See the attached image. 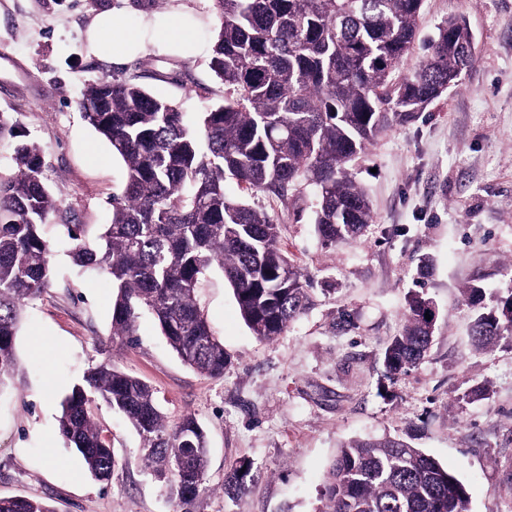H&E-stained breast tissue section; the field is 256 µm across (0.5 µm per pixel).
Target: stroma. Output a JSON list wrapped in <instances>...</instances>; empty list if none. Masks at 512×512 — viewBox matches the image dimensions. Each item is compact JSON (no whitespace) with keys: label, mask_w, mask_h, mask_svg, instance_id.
Returning <instances> with one entry per match:
<instances>
[{"label":"stroma","mask_w":512,"mask_h":512,"mask_svg":"<svg viewBox=\"0 0 512 512\" xmlns=\"http://www.w3.org/2000/svg\"><path fill=\"white\" fill-rule=\"evenodd\" d=\"M131 22L189 13L201 50L161 45L123 64L96 54L87 32L101 13ZM462 17L475 63L460 85L379 135L352 164L374 221L355 241L325 245L309 193L264 195L253 206L279 224V243L304 274L309 303L287 332L262 341L244 323L229 282L209 270L198 290L230 363L203 377L142 318L132 344L112 341V284L74 265L62 224L96 237L125 182L122 160L82 119L81 91L104 76L133 78L175 101L192 125L224 96L210 67L212 0H0V112L44 149L46 182L60 202L45 229L54 279L24 308L17 340L23 374L0 394V497L40 500L56 512H174L145 470L141 439L106 405L95 420L118 465L96 480L58 435L61 402L88 368L113 362L150 384L169 424L194 414L210 448V493L191 512H320L323 475L353 439L412 436L466 486L471 512L512 505V348L477 352L461 289L481 267L512 280V0H424L421 36ZM430 258L426 279L417 274ZM423 291L436 310L425 359L389 379L382 352L405 324L407 298ZM253 464L250 491L224 495V473Z\"/></svg>","instance_id":"35a3bbf8"}]
</instances>
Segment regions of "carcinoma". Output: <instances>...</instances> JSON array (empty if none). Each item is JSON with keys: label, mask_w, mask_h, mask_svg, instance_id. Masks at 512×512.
<instances>
[{"label": "carcinoma", "mask_w": 512, "mask_h": 512, "mask_svg": "<svg viewBox=\"0 0 512 512\" xmlns=\"http://www.w3.org/2000/svg\"><path fill=\"white\" fill-rule=\"evenodd\" d=\"M217 18L210 68L224 86L222 103L199 128L173 102L132 80L104 76L81 95L82 117L124 163L112 196V219L95 241L85 225L65 224L72 258L112 281V339L132 341L150 315L180 360L221 378L228 363L197 297L201 276L216 266L234 291L240 315L260 340L282 335L307 304V281L279 246L278 224L244 199L228 197L224 180L251 195L288 199L311 190L312 221L327 244L353 240L373 222L370 201L349 164L404 114L425 111L459 85L475 61L467 22L449 18L417 47L423 0H213ZM418 64L396 79L405 59ZM0 113V142L19 137ZM14 174L0 177V393L19 375L15 340L22 309L51 285L52 246L44 226L60 202L44 181L45 153L35 141L13 147ZM462 293L473 307L484 287ZM430 301L414 293L402 333L386 345L394 378L426 356L434 321ZM474 345L491 351L512 342V288L471 323ZM101 401L121 414L142 441V462L165 483L176 507L208 490L209 447L186 414L166 424L153 388L108 362L90 368L61 403L59 435L98 480L112 477L109 438L92 420ZM251 461L225 474L224 495L247 493ZM320 512H470L466 486L408 441L385 436L338 448L323 483ZM0 512H55L41 501L0 498Z\"/></svg>", "instance_id": "1"}]
</instances>
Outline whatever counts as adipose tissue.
<instances>
[{"instance_id": "ef3b65f1", "label": "adipose tissue", "mask_w": 512, "mask_h": 512, "mask_svg": "<svg viewBox=\"0 0 512 512\" xmlns=\"http://www.w3.org/2000/svg\"><path fill=\"white\" fill-rule=\"evenodd\" d=\"M88 39L97 52L116 62L145 51L155 41L168 43L184 57L198 50L193 34L177 15L171 16L165 25L155 26L148 20L133 25L120 13L105 12L94 21Z\"/></svg>"}]
</instances>
